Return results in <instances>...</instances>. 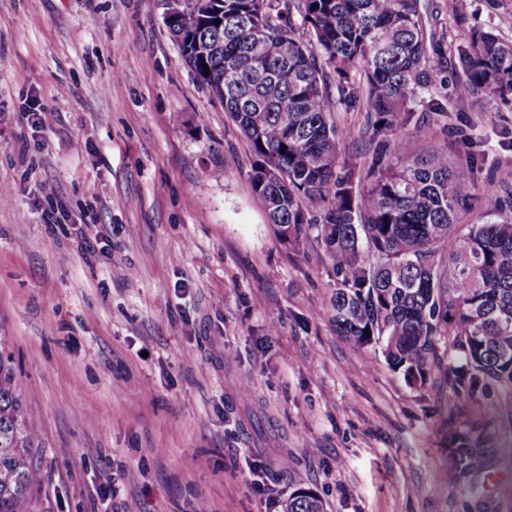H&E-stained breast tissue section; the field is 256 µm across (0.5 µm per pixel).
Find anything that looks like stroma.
<instances>
[{"mask_svg": "<svg viewBox=\"0 0 512 512\" xmlns=\"http://www.w3.org/2000/svg\"><path fill=\"white\" fill-rule=\"evenodd\" d=\"M452 95L512 0H421ZM166 0H0V338L39 434L31 512H512V393L408 385L339 336L316 230L281 241L252 154L184 63ZM52 112L50 127L26 113ZM342 156L366 114L332 112ZM434 145L512 193V106L455 102ZM479 450L456 481L459 436Z\"/></svg>", "mask_w": 512, "mask_h": 512, "instance_id": "obj_1", "label": "stroma"}]
</instances>
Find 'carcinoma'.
<instances>
[{"mask_svg":"<svg viewBox=\"0 0 512 512\" xmlns=\"http://www.w3.org/2000/svg\"><path fill=\"white\" fill-rule=\"evenodd\" d=\"M166 27L181 57L224 105L254 156L252 190L292 247L314 226L336 273V330L374 347L424 384L444 372L465 399L495 382L512 389V195L489 188L482 220L461 223L469 183L427 135L448 127V98L429 93L444 38L421 0H196ZM208 42L213 51L196 53ZM460 99L512 101V42L474 30L457 49ZM336 105L369 114L370 159L340 158ZM414 124L419 145L407 147ZM11 357L0 346V512H30L40 482ZM476 449L458 439L460 465ZM288 512H321L299 490Z\"/></svg>","mask_w":512,"mask_h":512,"instance_id":"obj_1","label":"carcinoma"}]
</instances>
